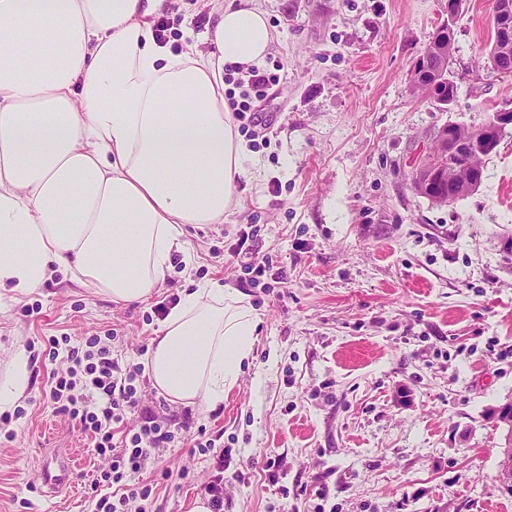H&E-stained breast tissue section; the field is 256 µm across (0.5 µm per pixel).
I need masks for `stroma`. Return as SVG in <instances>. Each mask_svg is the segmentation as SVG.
I'll return each mask as SVG.
<instances>
[{"label":"stroma","mask_w":512,"mask_h":512,"mask_svg":"<svg viewBox=\"0 0 512 512\" xmlns=\"http://www.w3.org/2000/svg\"><path fill=\"white\" fill-rule=\"evenodd\" d=\"M446 0H261L276 73L255 113L267 136L234 209L185 225L157 291L114 303L56 273L0 295V380L17 347L29 393L0 428V512H88L102 459L45 396L64 358L44 338L115 334L124 363L144 365L159 303L201 281L237 289L260 320L250 368L209 409L172 405L151 383L143 407L191 421L224 452V512H512L496 481L512 400V129L484 160L481 186L436 205L406 174L446 123L481 125L512 109V77L489 61L493 0H464L442 110L409 89L445 20ZM171 50L211 24L197 0H165ZM249 233L271 268L256 276L231 247ZM48 448L79 449L76 481L53 496L35 483ZM145 512H191L213 479L182 441L138 475Z\"/></svg>","instance_id":"1"}]
</instances>
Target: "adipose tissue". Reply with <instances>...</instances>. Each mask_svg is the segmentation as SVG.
I'll list each match as a JSON object with an SVG mask.
<instances>
[{"instance_id":"obj_1","label":"adipose tissue","mask_w":512,"mask_h":512,"mask_svg":"<svg viewBox=\"0 0 512 512\" xmlns=\"http://www.w3.org/2000/svg\"><path fill=\"white\" fill-rule=\"evenodd\" d=\"M163 0H0V289L62 272L114 302L146 300L185 251L184 227L220 224L248 175L224 67H262L259 0L215 4L202 42L171 52ZM259 319L204 282L149 346L153 387L216 407L253 358Z\"/></svg>"}]
</instances>
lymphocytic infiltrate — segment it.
Masks as SVG:
<instances>
[{
	"instance_id": "lymphocytic-infiltrate-1",
	"label": "lymphocytic infiltrate",
	"mask_w": 512,
	"mask_h": 512,
	"mask_svg": "<svg viewBox=\"0 0 512 512\" xmlns=\"http://www.w3.org/2000/svg\"><path fill=\"white\" fill-rule=\"evenodd\" d=\"M275 80V74L264 70L251 68L241 76L236 67H227L226 99L234 117L252 121L251 96H262ZM46 346L49 357L62 354L71 364L67 373L52 377L49 400L55 411L88 434L95 454L110 461L108 469L100 471L93 481L91 512H124L128 502L148 499L151 487L135 483V475L155 449L179 436L190 438L189 422H182L172 431L161 424L154 412L141 410L138 389L143 382L142 367L122 365L111 345L102 343L100 337L75 346L70 337L51 336ZM135 411L141 412L142 422L133 431L128 426V416Z\"/></svg>"
}]
</instances>
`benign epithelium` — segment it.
Segmentation results:
<instances>
[{
  "mask_svg": "<svg viewBox=\"0 0 512 512\" xmlns=\"http://www.w3.org/2000/svg\"><path fill=\"white\" fill-rule=\"evenodd\" d=\"M493 25L497 39L502 44L496 61L498 72L509 76L512 74V66L507 61L508 49L512 46V0H494ZM511 124L512 111L508 109L493 113L474 140L457 137L454 130L446 125L438 127L433 135L431 150L424 162L416 167V177L428 186L442 177L450 183L454 182L459 166L448 164V160L479 152L481 146L493 141L498 127ZM494 418L506 429L505 444L499 452L497 481L505 493L512 494V401L497 407Z\"/></svg>",
  "mask_w": 512,
  "mask_h": 512,
  "instance_id": "1",
  "label": "benign epithelium"
}]
</instances>
